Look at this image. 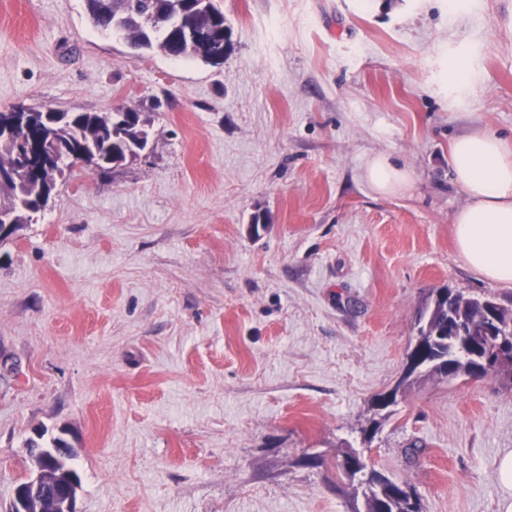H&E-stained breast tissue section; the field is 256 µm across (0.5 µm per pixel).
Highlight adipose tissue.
<instances>
[{"instance_id":"adipose-tissue-1","label":"adipose tissue","mask_w":512,"mask_h":512,"mask_svg":"<svg viewBox=\"0 0 512 512\" xmlns=\"http://www.w3.org/2000/svg\"><path fill=\"white\" fill-rule=\"evenodd\" d=\"M452 181L468 196L453 215L461 261L484 278L512 284V140L474 129L451 144ZM365 178L377 192L397 194L411 181L388 155L367 160Z\"/></svg>"}]
</instances>
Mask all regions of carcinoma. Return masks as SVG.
Returning <instances> with one entry per match:
<instances>
[{"mask_svg": "<svg viewBox=\"0 0 512 512\" xmlns=\"http://www.w3.org/2000/svg\"><path fill=\"white\" fill-rule=\"evenodd\" d=\"M167 0H85L86 10L94 25L103 31L122 36L136 50H160L170 58H194L205 63L212 59L217 47L224 44V12L215 0H208L203 11L189 8L181 15V26L207 29L206 38L193 43L182 39L171 23L172 11ZM148 120L142 113L126 112H57L45 109L29 116L28 132L22 135V143L7 138L0 139V170L20 163L19 151H28L29 141L37 140L45 126H56L58 138L66 143L100 141L108 145L109 158L99 160L92 171L103 176L112 169L130 161L127 151L130 143L147 133ZM41 183L34 176L27 179L24 196L15 193L10 184L0 185V199L17 205L21 223L32 220L28 211L38 214ZM450 289L437 292L421 312L417 322V334L407 353V364L400 381L386 394L374 399L378 410H385L397 403L398 393L411 384L421 373L438 377L477 375L479 359L486 357L495 365L494 371L504 375L512 383V356L502 352L499 333H490L483 320L484 311H493L500 333L512 334V308L491 297L461 294L449 300ZM470 336L468 351L457 350L456 342L448 336L460 328ZM342 475L356 484L366 503V512H420L418 500L406 491V485L376 471L366 464L356 452L345 454L340 463Z\"/></svg>", "mask_w": 512, "mask_h": 512, "instance_id": "obj_1", "label": "carcinoma"}]
</instances>
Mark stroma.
I'll return each mask as SVG.
<instances>
[{
    "mask_svg": "<svg viewBox=\"0 0 512 512\" xmlns=\"http://www.w3.org/2000/svg\"><path fill=\"white\" fill-rule=\"evenodd\" d=\"M219 4L214 66L84 0H0V111L129 108L152 146L0 242V512L38 429L77 450V512H354V450L421 512H499L511 384L371 402L432 291L512 298L456 254L448 165L472 128L512 136V0ZM380 153L406 190L371 188Z\"/></svg>",
    "mask_w": 512,
    "mask_h": 512,
    "instance_id": "35a3bbf8",
    "label": "stroma"
}]
</instances>
